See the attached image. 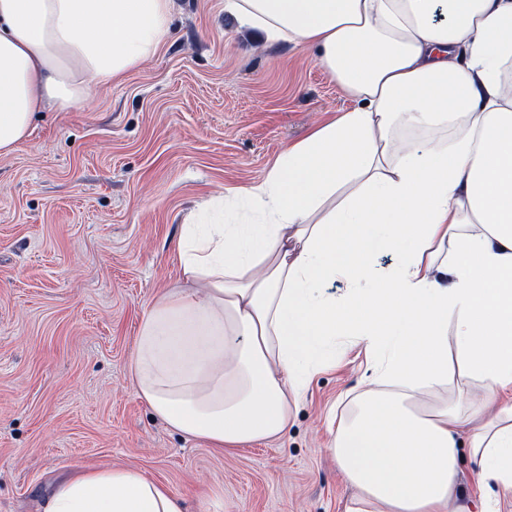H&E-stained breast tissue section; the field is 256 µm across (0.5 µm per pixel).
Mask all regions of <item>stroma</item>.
Segmentation results:
<instances>
[{
	"mask_svg": "<svg viewBox=\"0 0 512 512\" xmlns=\"http://www.w3.org/2000/svg\"><path fill=\"white\" fill-rule=\"evenodd\" d=\"M314 51L241 30L224 0H172L170 37L83 106L50 109L0 155V512H42L87 467H130L186 512H344L328 420L370 387L347 345L273 442L233 452L170 430L129 369L141 318L181 276L186 216L261 181L351 108Z\"/></svg>",
	"mask_w": 512,
	"mask_h": 512,
	"instance_id": "1",
	"label": "stroma"
}]
</instances>
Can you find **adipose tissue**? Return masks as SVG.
<instances>
[{"instance_id": "ef3b65f1", "label": "adipose tissue", "mask_w": 512, "mask_h": 512, "mask_svg": "<svg viewBox=\"0 0 512 512\" xmlns=\"http://www.w3.org/2000/svg\"><path fill=\"white\" fill-rule=\"evenodd\" d=\"M172 0H0V155L169 37ZM240 26L316 51L352 109L239 189L257 224H187L182 287L142 318L137 395L232 451L280 438L350 337L372 386L330 423L345 512H470L462 453L512 491V0H224ZM454 125L450 146L394 129ZM391 255L385 277L372 271ZM342 280L346 293H326ZM478 383L466 406L421 394ZM44 512H184L140 471H79Z\"/></svg>"}]
</instances>
